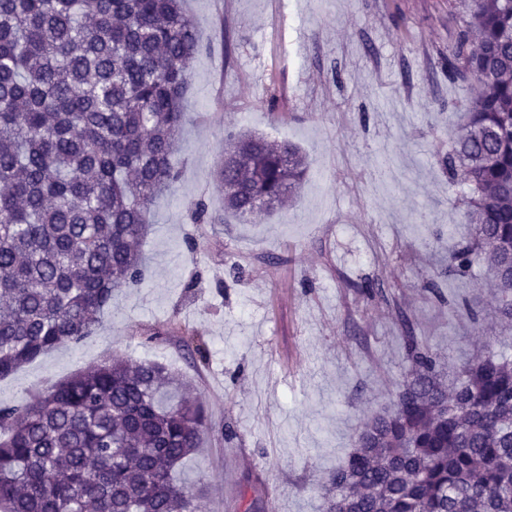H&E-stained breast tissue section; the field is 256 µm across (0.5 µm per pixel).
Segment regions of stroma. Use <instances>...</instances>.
I'll list each match as a JSON object with an SVG mask.
<instances>
[{
  "instance_id": "1",
  "label": "stroma",
  "mask_w": 512,
  "mask_h": 512,
  "mask_svg": "<svg viewBox=\"0 0 512 512\" xmlns=\"http://www.w3.org/2000/svg\"><path fill=\"white\" fill-rule=\"evenodd\" d=\"M201 50L190 64L179 179L144 238L147 278L116 292L93 337L0 379L14 404L108 358L156 361L190 382L213 426L183 481L202 512H318L329 473L370 413L393 408L413 333L442 373L512 355L487 264L440 271L471 237L465 189L441 160L476 95L438 54L461 25L448 0H185ZM280 86L284 101L270 111ZM288 139L308 173L290 205L255 224L222 212L224 135ZM196 250H189V243ZM381 282L370 298L365 282ZM467 297L469 319L454 306ZM166 340L150 341L155 329ZM237 432L224 440L225 424Z\"/></svg>"
}]
</instances>
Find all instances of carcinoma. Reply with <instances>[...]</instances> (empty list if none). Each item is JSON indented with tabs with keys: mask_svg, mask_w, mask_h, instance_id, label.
<instances>
[{
	"mask_svg": "<svg viewBox=\"0 0 512 512\" xmlns=\"http://www.w3.org/2000/svg\"><path fill=\"white\" fill-rule=\"evenodd\" d=\"M183 0H0V378L93 336L115 292L138 288L155 200L178 180L189 65ZM463 24L448 80L479 93L442 164L470 190L474 236L444 274L485 260L512 320V0H448ZM224 213L254 223L297 194L307 166L284 139L229 133ZM274 197L264 210L258 197ZM408 373L330 475L321 512H512V359L447 383L402 338ZM212 429L158 362L108 360L0 406V512H199L177 472Z\"/></svg>",
	"mask_w": 512,
	"mask_h": 512,
	"instance_id": "obj_1",
	"label": "carcinoma"
}]
</instances>
